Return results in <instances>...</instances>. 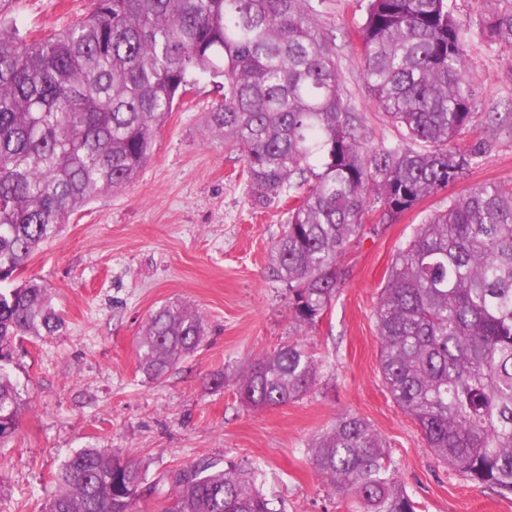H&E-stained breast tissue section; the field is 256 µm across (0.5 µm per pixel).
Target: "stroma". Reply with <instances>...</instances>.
<instances>
[{"mask_svg": "<svg viewBox=\"0 0 512 512\" xmlns=\"http://www.w3.org/2000/svg\"><path fill=\"white\" fill-rule=\"evenodd\" d=\"M308 2L334 39L366 145L398 142L360 77L357 31L366 0ZM89 9V0H14L12 14L22 30L42 35ZM467 80L477 111H512V49L475 32ZM220 97L210 79L200 80L158 132L136 179L72 215L16 272L17 281L45 284L65 325L14 343L13 371L32 407L0 447V512H39L64 460L95 444L147 465L152 478L202 457L258 460L284 512H344L343 498L307 461L314 435L344 411L380 435L422 512H512V494L452 471L392 400L379 370L375 319L396 253L429 213L480 183L512 186V125L475 120L458 142L485 143L480 165L395 221L368 213L363 235L347 250L336 300L309 332L323 363L319 385L288 405L253 410L239 398L237 372L296 336L288 287L270 270L287 206L253 207L240 154L206 134L203 117ZM171 301L202 311L208 335L164 379L150 381L138 370L137 341L150 314ZM217 372L227 376L220 390L210 383Z\"/></svg>", "mask_w": 512, "mask_h": 512, "instance_id": "35a3bbf8", "label": "stroma"}]
</instances>
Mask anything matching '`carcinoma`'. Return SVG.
Wrapping results in <instances>:
<instances>
[{"instance_id":"carcinoma-1","label":"carcinoma","mask_w":512,"mask_h":512,"mask_svg":"<svg viewBox=\"0 0 512 512\" xmlns=\"http://www.w3.org/2000/svg\"><path fill=\"white\" fill-rule=\"evenodd\" d=\"M307 0H93L59 33H22L0 6V283L68 217L131 183L174 106L201 77L223 79L205 131L239 152L251 204L289 200L272 272L288 284L299 331L315 327L346 276L368 203L391 221L461 179L484 154L458 136L476 118L468 31L449 0H367L360 60L371 97L403 143L368 149L330 39ZM481 27L512 47V0ZM379 367L428 447L463 477L512 493V186L483 183L430 214L402 247L376 307ZM65 324L37 279L0 288V445L27 405L10 365L22 336ZM206 335L202 312L169 302L137 343L160 380ZM304 337L241 371L240 400L301 399L321 378ZM309 463L348 512H419L378 433L340 414ZM42 512H284L259 461L202 458L154 479L112 449L74 452Z\"/></svg>"}]
</instances>
